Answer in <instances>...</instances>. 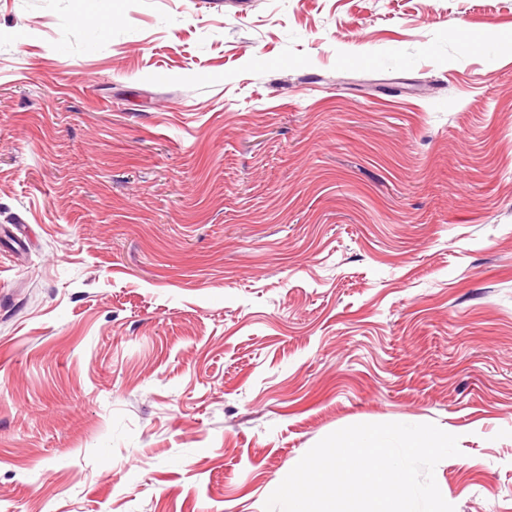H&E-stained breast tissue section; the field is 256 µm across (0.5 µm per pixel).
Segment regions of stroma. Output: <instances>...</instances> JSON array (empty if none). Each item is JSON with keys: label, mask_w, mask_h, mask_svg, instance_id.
Here are the masks:
<instances>
[{"label": "stroma", "mask_w": 512, "mask_h": 512, "mask_svg": "<svg viewBox=\"0 0 512 512\" xmlns=\"http://www.w3.org/2000/svg\"><path fill=\"white\" fill-rule=\"evenodd\" d=\"M508 42L512 0H0V512H265L386 422L512 512Z\"/></svg>", "instance_id": "1"}]
</instances>
